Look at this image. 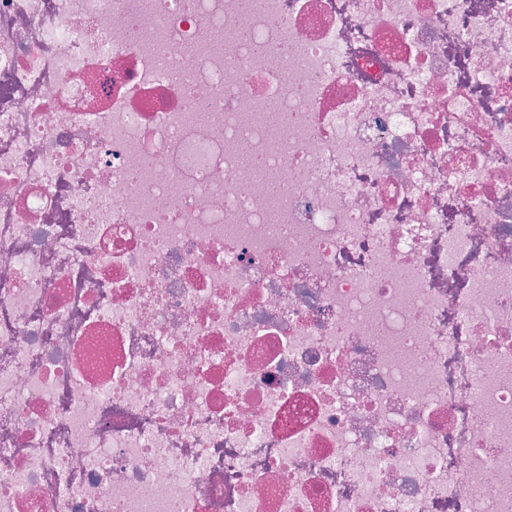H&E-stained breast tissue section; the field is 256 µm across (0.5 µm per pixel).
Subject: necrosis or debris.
I'll list each match as a JSON object with an SVG mask.
<instances>
[{"instance_id":"obj_1","label":"necrosis or debris","mask_w":512,"mask_h":512,"mask_svg":"<svg viewBox=\"0 0 512 512\" xmlns=\"http://www.w3.org/2000/svg\"><path fill=\"white\" fill-rule=\"evenodd\" d=\"M0 512H512V0H0Z\"/></svg>"}]
</instances>
